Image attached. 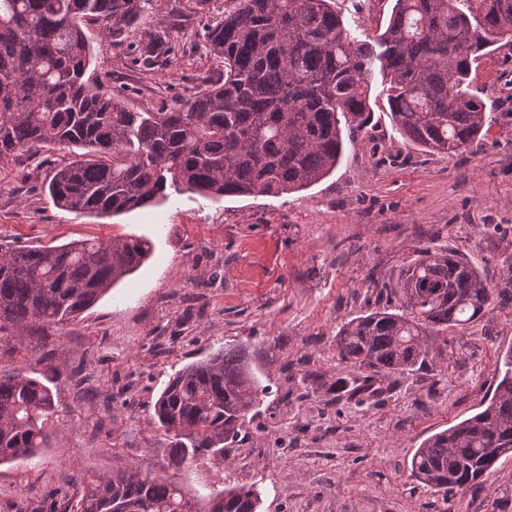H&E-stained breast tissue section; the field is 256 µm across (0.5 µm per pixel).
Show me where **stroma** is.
<instances>
[{
	"instance_id": "1",
	"label": "stroma",
	"mask_w": 512,
	"mask_h": 512,
	"mask_svg": "<svg viewBox=\"0 0 512 512\" xmlns=\"http://www.w3.org/2000/svg\"><path fill=\"white\" fill-rule=\"evenodd\" d=\"M352 38L385 28L393 0H334ZM234 0H157L180 12L178 65L143 73L126 47L90 26L89 71L134 111L186 97L219 62L198 46L204 20ZM470 85L490 124L463 153L433 154L396 130L380 74L371 116L352 133L336 169L300 191L207 199L171 194L155 206L108 216L59 210L47 185L74 154L42 149L0 163V247H54L74 240L141 236L153 253L75 321L30 326L0 342V369L47 384L56 413L48 446L0 466V512H29L67 481L136 465L204 492L257 484L260 512H512V455L478 487L451 501L409 476L420 443L481 411L512 347V314L493 311L450 337L453 358L362 405L338 396L341 323L398 307L389 292L425 248L477 261L488 281L512 254V44L473 64ZM244 342L268 393L250 413L224 464L174 468L153 405L170 377L219 347Z\"/></svg>"
}]
</instances>
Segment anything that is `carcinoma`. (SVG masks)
<instances>
[{"mask_svg": "<svg viewBox=\"0 0 512 512\" xmlns=\"http://www.w3.org/2000/svg\"><path fill=\"white\" fill-rule=\"evenodd\" d=\"M128 43L132 66L178 59L182 24L154 0H0V160L49 146L80 148L55 170L57 208L107 215L167 198L169 187L205 198L276 196L330 174L343 128L369 108L374 66L399 134L430 153L456 155L483 132L486 107L470 92L472 63L512 43V0H395L384 31L350 37L331 0H235L201 25L198 45L223 63L203 87L155 112H135L87 77L85 28ZM145 238L83 239L48 248L0 247V340L9 329L65 325L148 259ZM393 292L400 306L343 322L336 351L347 377L339 392L363 404L382 380L410 375L466 335L492 308L512 313V256L490 286L478 265L448 249L420 251ZM488 405L426 439L410 471L445 495L472 488L512 455V348ZM266 394L248 346L227 344L176 371L154 405L170 464L224 463L248 414ZM55 413L49 386L0 370V465L46 447ZM36 512H258V486L190 494L127 467L50 494Z\"/></svg>", "mask_w": 512, "mask_h": 512, "instance_id": "carcinoma-1", "label": "carcinoma"}]
</instances>
